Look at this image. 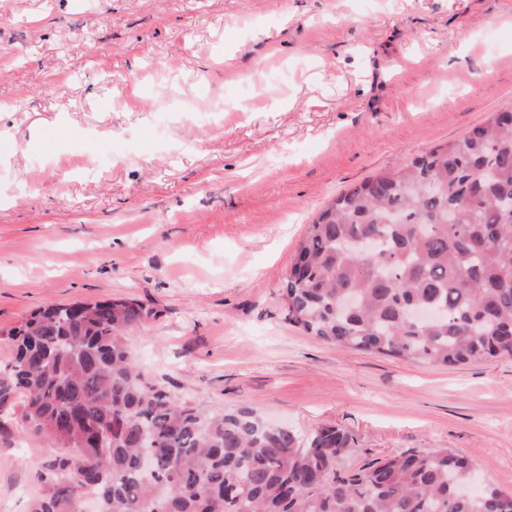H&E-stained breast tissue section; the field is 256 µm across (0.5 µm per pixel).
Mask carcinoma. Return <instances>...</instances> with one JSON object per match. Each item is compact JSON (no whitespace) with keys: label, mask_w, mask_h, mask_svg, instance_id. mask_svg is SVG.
I'll list each match as a JSON object with an SVG mask.
<instances>
[{"label":"carcinoma","mask_w":512,"mask_h":512,"mask_svg":"<svg viewBox=\"0 0 512 512\" xmlns=\"http://www.w3.org/2000/svg\"><path fill=\"white\" fill-rule=\"evenodd\" d=\"M377 241L379 256L362 243ZM288 322L346 350L443 367L512 358V112L336 197L283 277ZM135 299L46 304L0 331V432L53 449L28 512H512L443 448L340 468L352 438L308 437L249 408L208 412L135 363Z\"/></svg>","instance_id":"cac0c4a2"}]
</instances>
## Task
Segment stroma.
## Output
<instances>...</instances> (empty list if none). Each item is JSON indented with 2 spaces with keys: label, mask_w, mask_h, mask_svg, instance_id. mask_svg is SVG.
<instances>
[{
  "label": "stroma",
  "mask_w": 512,
  "mask_h": 512,
  "mask_svg": "<svg viewBox=\"0 0 512 512\" xmlns=\"http://www.w3.org/2000/svg\"><path fill=\"white\" fill-rule=\"evenodd\" d=\"M509 105L512 0H0V330L133 298L177 398L343 427L346 467L445 448L512 489V359L343 350L280 300L336 196ZM48 453L0 435V512Z\"/></svg>",
  "instance_id": "obj_1"
}]
</instances>
